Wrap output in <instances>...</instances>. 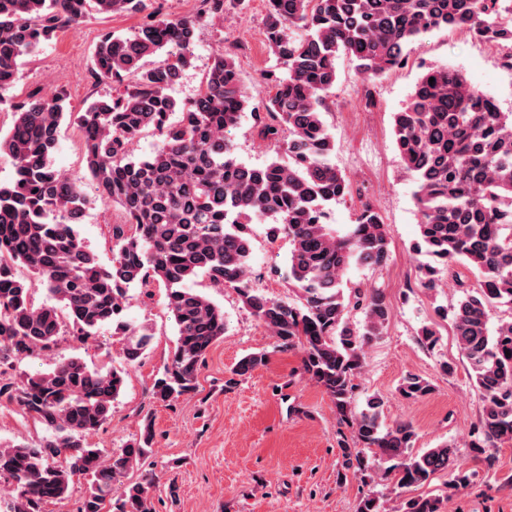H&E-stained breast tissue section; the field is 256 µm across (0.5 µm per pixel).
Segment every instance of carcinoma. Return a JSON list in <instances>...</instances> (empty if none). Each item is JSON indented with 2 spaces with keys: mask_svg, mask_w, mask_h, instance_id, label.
I'll use <instances>...</instances> for the list:
<instances>
[{
  "mask_svg": "<svg viewBox=\"0 0 512 512\" xmlns=\"http://www.w3.org/2000/svg\"><path fill=\"white\" fill-rule=\"evenodd\" d=\"M145 0H0V99L17 79L23 57L89 13L137 14ZM196 18H158L128 35H101L94 71L126 85L116 96L69 109L60 91L14 105L12 128L0 136V155L15 169L0 183V402L17 403L52 434L38 446L0 445V478L13 485L9 512H43L83 481L78 512H154L152 473L129 474L150 456L154 433L113 450L86 438L112 417L125 385L123 368L92 369L62 358L48 372L12 379L16 363L58 352L63 337L93 338L104 326L119 338L128 366L139 363L153 329L124 317L131 288L165 289L177 339L153 398L169 404L193 391L202 362L224 336V310L186 287L198 276L215 288L235 289L244 306L278 343L301 348L303 372L330 396L356 447H343L348 465L372 469L366 452L397 464L384 479L399 488L421 486L454 461L455 446L411 454L415 429L387 424L383 401L353 405L365 348L382 335L390 306L382 293L363 295V328L348 320L343 277L353 265L383 267L390 258L384 222L361 206L341 234L328 223L330 206L351 195L345 173L331 162L336 143L325 122L326 95L337 80L336 60L348 57L366 78L399 67L404 48L441 28H460L481 41L512 49L508 0H267L266 39L283 69L276 92L256 115L258 137L280 152L261 167L234 157L228 133L251 107L232 53L219 49L193 101L172 95L191 65ZM434 83H429V79ZM179 119L170 121L174 113ZM80 132L86 171L98 198L115 203L125 221L112 225L113 255L102 264L75 230L91 205L78 181L52 159L60 127ZM159 132L153 153L131 155L134 139ZM395 146L415 182L420 215L414 251L431 257L419 266L423 287H439L455 263L477 276L478 287L451 309V322L469 374L482 394L480 427L468 447L488 471L489 448L512 441V321L490 327V308L512 306V113L472 86L458 70L429 69L406 106L393 113ZM269 220L268 235L288 237V278L299 302L276 299L251 286L250 224ZM23 266L40 278L47 300L35 302ZM511 355H506V352ZM266 354L241 358L246 376ZM430 381L409 375L399 391L421 399ZM448 497L411 496L398 512H443Z\"/></svg>",
  "mask_w": 512,
  "mask_h": 512,
  "instance_id": "1",
  "label": "carcinoma"
}]
</instances>
